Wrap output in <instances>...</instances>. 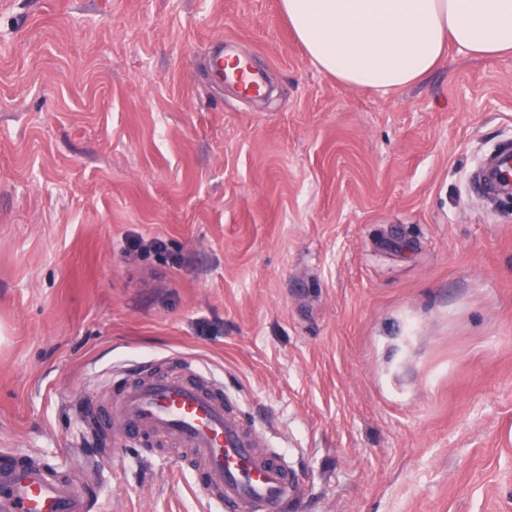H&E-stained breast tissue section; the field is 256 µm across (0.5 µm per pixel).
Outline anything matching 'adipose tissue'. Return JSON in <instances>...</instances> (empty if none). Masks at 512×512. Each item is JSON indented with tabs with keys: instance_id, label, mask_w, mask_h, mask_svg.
I'll list each match as a JSON object with an SVG mask.
<instances>
[{
	"instance_id": "adipose-tissue-1",
	"label": "adipose tissue",
	"mask_w": 512,
	"mask_h": 512,
	"mask_svg": "<svg viewBox=\"0 0 512 512\" xmlns=\"http://www.w3.org/2000/svg\"><path fill=\"white\" fill-rule=\"evenodd\" d=\"M311 61L348 86L418 82L448 45L512 54V0H280Z\"/></svg>"
}]
</instances>
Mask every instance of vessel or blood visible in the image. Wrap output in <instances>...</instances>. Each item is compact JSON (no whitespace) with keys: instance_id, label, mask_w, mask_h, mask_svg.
Instances as JSON below:
<instances>
[{"instance_id":"b4317fda","label":"vessel or blood","mask_w":512,"mask_h":512,"mask_svg":"<svg viewBox=\"0 0 512 512\" xmlns=\"http://www.w3.org/2000/svg\"><path fill=\"white\" fill-rule=\"evenodd\" d=\"M209 71L242 99L265 90L249 60L225 59L223 48L212 53ZM473 184L483 196L511 193L512 147L487 158ZM112 405L114 419L129 434L169 441L190 453L200 465L195 487L216 512H288L295 483L286 457L259 451V436L243 425L207 376L154 373L125 384ZM88 468V476L73 478L1 451L0 512H94L103 485L92 476L97 462Z\"/></svg>"}]
</instances>
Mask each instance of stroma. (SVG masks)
<instances>
[{
    "mask_svg": "<svg viewBox=\"0 0 512 512\" xmlns=\"http://www.w3.org/2000/svg\"><path fill=\"white\" fill-rule=\"evenodd\" d=\"M504 143L512 55L384 93L279 0H0V449L101 459L96 512H211L79 407L188 357L287 455L288 512H512V198L471 186ZM209 71L219 82L233 86L242 99L249 100L264 93V80L254 71L249 60L236 57L224 62V47L219 46L212 53Z\"/></svg>",
    "mask_w": 512,
    "mask_h": 512,
    "instance_id": "stroma-1",
    "label": "stroma"
}]
</instances>
